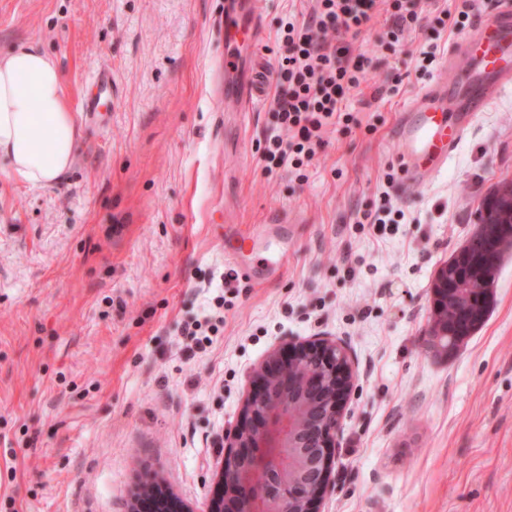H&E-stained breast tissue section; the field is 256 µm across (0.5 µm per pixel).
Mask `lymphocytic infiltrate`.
Returning a JSON list of instances; mask_svg holds the SVG:
<instances>
[{"label": "lymphocytic infiltrate", "mask_w": 512, "mask_h": 512, "mask_svg": "<svg viewBox=\"0 0 512 512\" xmlns=\"http://www.w3.org/2000/svg\"><path fill=\"white\" fill-rule=\"evenodd\" d=\"M422 0H314L302 18H289L279 34L282 54L272 112L275 124L261 150L264 161L300 171L324 145L328 128L346 127L355 117L349 95L377 68L373 56L354 51L347 34L371 29L380 14L389 26L383 43L397 51L415 30Z\"/></svg>", "instance_id": "obj_1"}]
</instances>
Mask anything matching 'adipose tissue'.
<instances>
[{
    "label": "adipose tissue",
    "mask_w": 512,
    "mask_h": 512,
    "mask_svg": "<svg viewBox=\"0 0 512 512\" xmlns=\"http://www.w3.org/2000/svg\"><path fill=\"white\" fill-rule=\"evenodd\" d=\"M80 135L54 61L27 44L0 53V159L10 174L35 186L59 181Z\"/></svg>",
    "instance_id": "obj_1"
}]
</instances>
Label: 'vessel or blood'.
<instances>
[{
	"label": "vessel or blood",
	"instance_id": "1",
	"mask_svg": "<svg viewBox=\"0 0 512 512\" xmlns=\"http://www.w3.org/2000/svg\"><path fill=\"white\" fill-rule=\"evenodd\" d=\"M224 71L233 73L238 39L260 46L262 35L257 17L240 18L233 0L224 3ZM449 57L464 56L470 70L440 72L433 83L421 90L402 111L396 139L403 151L399 162L413 187L447 169L456 146L473 124L477 110L506 89L512 88V0H501L498 9L481 19L472 35L452 45ZM96 91L84 101L86 112L101 110L112 97V73L102 69L94 81ZM250 260H231L233 274L246 282H257L268 272L278 271L288 248L275 232H248Z\"/></svg>",
	"mask_w": 512,
	"mask_h": 512
}]
</instances>
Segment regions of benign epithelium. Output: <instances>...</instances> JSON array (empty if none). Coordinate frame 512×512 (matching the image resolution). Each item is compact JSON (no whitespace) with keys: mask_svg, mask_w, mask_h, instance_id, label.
Masks as SVG:
<instances>
[{"mask_svg":"<svg viewBox=\"0 0 512 512\" xmlns=\"http://www.w3.org/2000/svg\"><path fill=\"white\" fill-rule=\"evenodd\" d=\"M448 263L431 289L430 347L448 335ZM358 377L349 341L337 336L292 338L269 351L250 375L235 426L224 434L219 491L206 512H321L335 490L333 474L343 414ZM275 473L268 486L260 470ZM195 512L153 473L135 477L124 512Z\"/></svg>","mask_w":512,"mask_h":512,"instance_id":"benign-epithelium-1","label":"benign epithelium"}]
</instances>
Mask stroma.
Returning a JSON list of instances; mask_svg holds the SVG:
<instances>
[{"mask_svg": "<svg viewBox=\"0 0 512 512\" xmlns=\"http://www.w3.org/2000/svg\"><path fill=\"white\" fill-rule=\"evenodd\" d=\"M311 7L262 0L265 50L240 49L265 72L264 102L246 112L219 78L224 0H0V52L48 53L74 111L112 69L111 109L80 117L60 182L34 187L0 162V512H122L141 469L205 512L250 369L316 335L348 338L358 363L322 512H512V257L456 354L427 337L437 268L512 182V91L446 171L386 183L402 107L446 61L465 66L448 57L463 32L425 0L400 53L382 48L381 20L353 39L379 59L349 96L355 124L329 128L302 174L265 171L278 33ZM384 192L392 223H360ZM285 214V268L227 278L240 233ZM191 323L209 337L192 356Z\"/></svg>", "mask_w": 512, "mask_h": 512, "instance_id": "1", "label": "stroma"}]
</instances>
